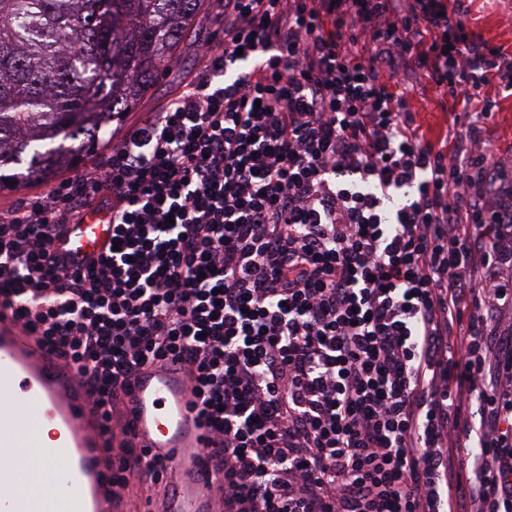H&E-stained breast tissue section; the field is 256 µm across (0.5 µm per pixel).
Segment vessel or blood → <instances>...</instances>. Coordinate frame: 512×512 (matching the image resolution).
<instances>
[{
	"label": "vessel or blood",
	"instance_id": "vessel-or-blood-1",
	"mask_svg": "<svg viewBox=\"0 0 512 512\" xmlns=\"http://www.w3.org/2000/svg\"><path fill=\"white\" fill-rule=\"evenodd\" d=\"M112 242V216L91 208L59 247L80 262ZM179 366H144L129 404L131 437L151 461L172 471L161 512H219L221 478L201 453L209 431ZM100 412L61 354L0 311V512H112L122 495L112 484ZM51 442H44L45 430Z\"/></svg>",
	"mask_w": 512,
	"mask_h": 512
}]
</instances>
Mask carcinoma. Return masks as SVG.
<instances>
[{
	"instance_id": "obj_1",
	"label": "carcinoma",
	"mask_w": 512,
	"mask_h": 512,
	"mask_svg": "<svg viewBox=\"0 0 512 512\" xmlns=\"http://www.w3.org/2000/svg\"><path fill=\"white\" fill-rule=\"evenodd\" d=\"M205 0H0V182L78 166L174 59Z\"/></svg>"
}]
</instances>
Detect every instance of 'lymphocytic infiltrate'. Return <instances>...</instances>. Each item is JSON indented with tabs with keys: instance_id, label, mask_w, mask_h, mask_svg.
I'll return each mask as SVG.
<instances>
[{
	"instance_id": "f902f5d3",
	"label": "lymphocytic infiltrate",
	"mask_w": 512,
	"mask_h": 512,
	"mask_svg": "<svg viewBox=\"0 0 512 512\" xmlns=\"http://www.w3.org/2000/svg\"><path fill=\"white\" fill-rule=\"evenodd\" d=\"M94 170L0 215V307L77 368L105 431L186 369L223 512H512V206L474 129L512 56L446 0H224L222 51ZM463 105L420 136L402 68ZM115 250L56 240L91 207ZM124 440L115 482L165 473Z\"/></svg>"
}]
</instances>
